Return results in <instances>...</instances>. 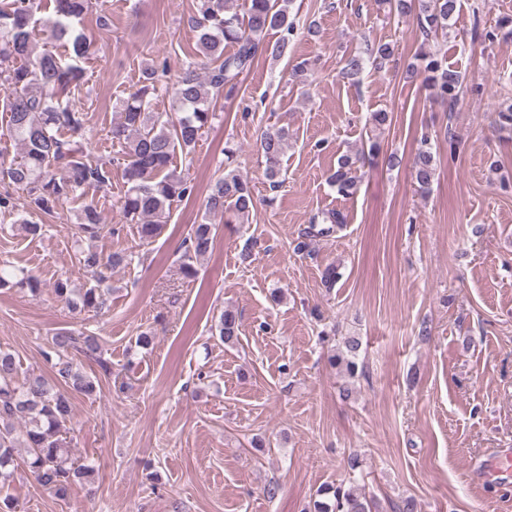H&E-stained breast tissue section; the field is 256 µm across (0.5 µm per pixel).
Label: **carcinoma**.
<instances>
[{
  "label": "carcinoma",
  "mask_w": 512,
  "mask_h": 512,
  "mask_svg": "<svg viewBox=\"0 0 512 512\" xmlns=\"http://www.w3.org/2000/svg\"><path fill=\"white\" fill-rule=\"evenodd\" d=\"M87 0H54V17H36L37 0H3L0 3V81L11 93L0 99V108L9 113V130L21 148V154L0 177L26 192L31 209L51 214L59 204L75 200L84 188L108 186L112 169L92 165L85 159L80 141L84 113L71 99V89L77 86L81 69L77 60L91 49V43L76 32L75 20L86 9ZM459 0H383L388 12L397 16L413 15L419 33L429 41L448 30ZM195 59L186 63L176 80L168 86L162 83L167 65L143 72L136 89L130 92L122 110L120 122L114 124L111 139L123 146L122 178L127 189L121 200L125 223L136 225L143 240L160 234L173 203L190 197L193 185L176 173L171 164L176 153L190 155L202 130L215 118L214 106L219 98L233 100L238 96L241 76L249 71L256 57L269 53L275 57L288 54L295 26L289 20L286 6L280 0H200ZM43 28L48 38L66 41L72 55L60 57L50 51L34 54L32 34ZM280 31L278 41H265L268 31ZM233 51L224 52L225 45ZM394 53L389 43H380L360 54L344 58L343 74L356 76L366 64L382 69ZM406 79L420 81L432 97L456 106L460 102L463 77L448 68L435 54L421 56L420 63L410 64ZM169 93L176 103L175 112L151 111L152 100ZM70 133L61 137V130ZM288 132L283 129L264 131L260 147L265 158V175L271 186L281 184V158L287 146ZM380 154V145L372 142L368 150L343 155L329 178L337 193L351 196L357 192L358 169ZM411 168L419 190L427 192L435 180L437 158L431 143L424 138L412 157ZM254 206L250 181L235 170L224 174L207 196L210 213H222L224 223L243 222ZM325 226L311 222L309 232L330 234L344 224L343 216L331 212L322 217ZM115 230L101 223L100 213L93 204L83 206L73 236L95 239L102 232ZM212 225L200 223L186 240V253L202 257L213 249ZM128 258L123 250L104 256L95 251L80 250L77 259L96 285L76 292L67 278L54 283L56 296L72 311L82 313L102 309L103 297L99 283L104 271L122 265ZM224 343L238 342L236 314L226 309L215 326ZM361 343L358 337L345 339L329 362L350 378L364 376L359 367ZM97 362L102 369L109 367L101 357L98 337L84 332L60 329L51 338L45 357L52 362L55 383L41 375L19 378V362L15 355L0 349V512L12 509L10 497L4 495L14 480V473L25 466L35 481L58 496H65L77 480L89 477L94 469L75 465L67 440V424L72 419V397L92 396L97 380L79 367L76 356ZM27 449L19 460L15 449ZM314 501V512H376L373 500L357 485L341 484L325 487Z\"/></svg>",
  "instance_id": "1"
}]
</instances>
